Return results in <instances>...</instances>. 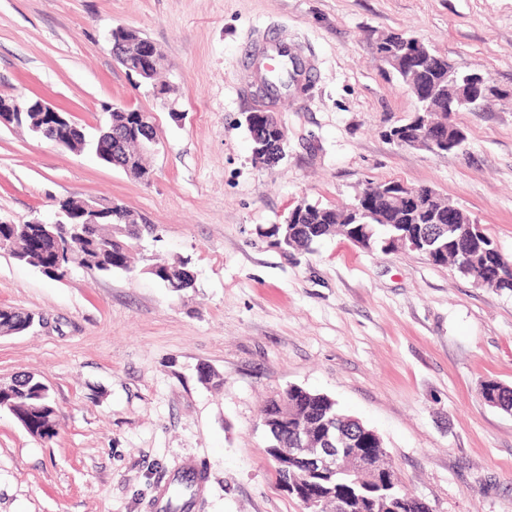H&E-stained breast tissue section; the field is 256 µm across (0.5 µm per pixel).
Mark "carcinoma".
I'll return each mask as SVG.
<instances>
[{
	"label": "carcinoma",
	"mask_w": 512,
	"mask_h": 512,
	"mask_svg": "<svg viewBox=\"0 0 512 512\" xmlns=\"http://www.w3.org/2000/svg\"><path fill=\"white\" fill-rule=\"evenodd\" d=\"M108 112L109 123L118 130L127 129L131 123V113L110 110V104L103 105ZM149 152L146 141L130 137L126 139L124 162H130L140 171H146L144 154ZM429 208L419 207L415 211H399L390 224H359L350 229L348 224H339L338 215L331 208L316 206L304 214L295 224H282L277 229L265 232L268 237L279 239V247L288 250H308L320 240L340 235L350 239L358 236L366 250L390 251L385 240L404 234L421 240L418 252L428 256L436 265H455L458 262V244L465 242L459 238L463 228L448 229V225L437 226L429 223ZM10 252L15 261L39 271L45 269L43 256L61 253L59 270L79 266L110 276L118 271L130 269L129 255L132 241L119 232L113 224H92L85 236H74L66 232L65 225L59 224H7L0 222V249ZM473 274L489 286L500 290H512V261H502L494 243L487 237H479L469 259ZM175 271L166 272L158 269L153 276L165 287L179 293L193 286L196 275L190 263L180 260L173 264ZM31 315L13 308L0 309V331L9 330L14 334L26 332ZM43 386L38 378H33L25 387L28 392L26 406L14 410L16 420L26 425V431L39 438H52L57 435L58 414L50 397L41 395ZM482 395L492 406L512 411V388L498 381L489 380L483 384ZM271 446L290 448L293 445L294 432L292 424H301L310 443L321 440L328 434L339 431L348 435L347 448H377L379 441L364 433L356 425L341 426L343 414L336 407L332 398L298 386H290L269 399L263 409ZM336 492L346 497L351 512H367L365 496L369 492L351 482L347 477L333 480Z\"/></svg>",
	"instance_id": "cac0c4a2"
}]
</instances>
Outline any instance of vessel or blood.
Instances as JSON below:
<instances>
[{
    "mask_svg": "<svg viewBox=\"0 0 512 512\" xmlns=\"http://www.w3.org/2000/svg\"><path fill=\"white\" fill-rule=\"evenodd\" d=\"M243 61L251 77L264 83L271 103L288 97L292 84L306 82L311 70L296 46L282 38L251 44Z\"/></svg>",
    "mask_w": 512,
    "mask_h": 512,
    "instance_id": "1",
    "label": "vessel or blood"
}]
</instances>
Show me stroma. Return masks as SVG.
<instances>
[{
    "label": "stroma",
    "instance_id": "obj_1",
    "mask_svg": "<svg viewBox=\"0 0 512 512\" xmlns=\"http://www.w3.org/2000/svg\"><path fill=\"white\" fill-rule=\"evenodd\" d=\"M125 26L165 56L157 100L107 42ZM405 32L506 98L456 113L466 141L434 156L389 140L416 103L380 60ZM271 34L311 54L307 91L273 105L272 166L245 124L263 94L244 47ZM0 95L42 96L94 138L103 104L149 113L159 139L143 183L16 126H0V221L50 219L66 198L117 199L154 231L132 269L54 280L0 251V307L40 323L0 338V383L41 378L52 439L0 410V512H166L176 478L203 475L189 512H305L268 455L265 400L298 385L381 438L399 483L432 512H512V292L414 252L339 236L285 252L263 231L300 202L342 208L369 181L429 186L512 260V0H0ZM190 260L175 294L146 267ZM220 372L203 385L200 366ZM482 395L492 406L512 411V388L498 381L489 380L483 384Z\"/></svg>",
    "mask_w": 512,
    "mask_h": 512
}]
</instances>
